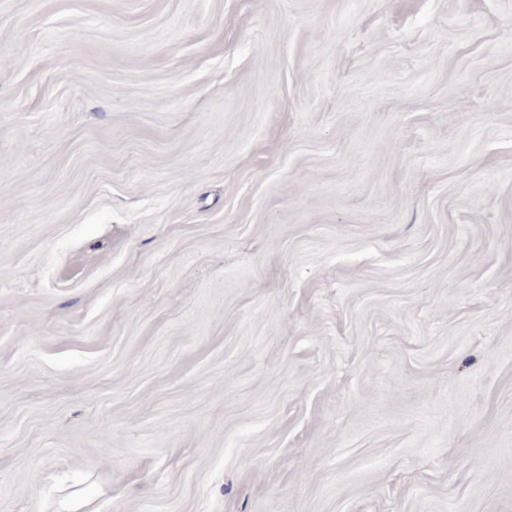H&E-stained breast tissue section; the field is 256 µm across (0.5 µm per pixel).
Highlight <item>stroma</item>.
Listing matches in <instances>:
<instances>
[{
	"label": "stroma",
	"instance_id": "35a3bbf8",
	"mask_svg": "<svg viewBox=\"0 0 512 512\" xmlns=\"http://www.w3.org/2000/svg\"><path fill=\"white\" fill-rule=\"evenodd\" d=\"M512 512V0H0V512Z\"/></svg>",
	"mask_w": 512,
	"mask_h": 512
}]
</instances>
